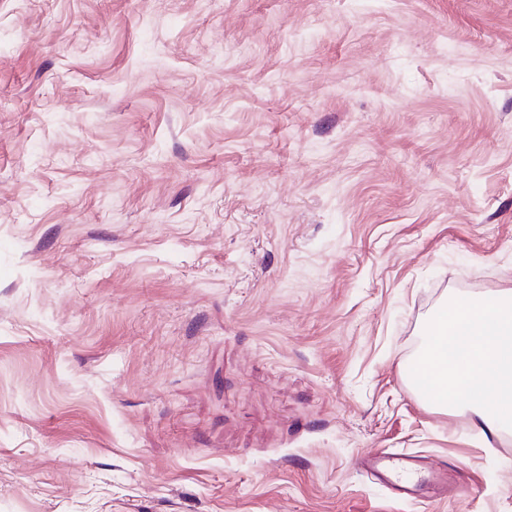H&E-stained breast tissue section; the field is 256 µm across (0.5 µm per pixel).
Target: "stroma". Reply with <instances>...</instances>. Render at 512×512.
<instances>
[{
	"mask_svg": "<svg viewBox=\"0 0 512 512\" xmlns=\"http://www.w3.org/2000/svg\"><path fill=\"white\" fill-rule=\"evenodd\" d=\"M507 289L512 0H0V512H512L407 376Z\"/></svg>",
	"mask_w": 512,
	"mask_h": 512,
	"instance_id": "35a3bbf8",
	"label": "stroma"
}]
</instances>
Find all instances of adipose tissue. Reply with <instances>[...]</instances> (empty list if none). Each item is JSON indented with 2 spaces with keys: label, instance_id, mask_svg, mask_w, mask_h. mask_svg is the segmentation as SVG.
<instances>
[{
  "label": "adipose tissue",
  "instance_id": "obj_1",
  "mask_svg": "<svg viewBox=\"0 0 512 512\" xmlns=\"http://www.w3.org/2000/svg\"><path fill=\"white\" fill-rule=\"evenodd\" d=\"M416 370L432 407L466 405L487 439L512 430V290L454 300L431 319Z\"/></svg>",
  "mask_w": 512,
  "mask_h": 512
}]
</instances>
